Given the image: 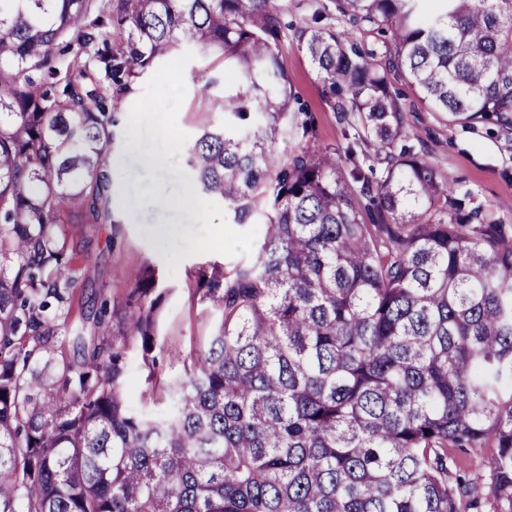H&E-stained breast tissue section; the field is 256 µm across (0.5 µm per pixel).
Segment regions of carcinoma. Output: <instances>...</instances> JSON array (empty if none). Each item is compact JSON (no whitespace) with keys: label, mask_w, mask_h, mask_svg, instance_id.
<instances>
[{"label":"carcinoma","mask_w":512,"mask_h":512,"mask_svg":"<svg viewBox=\"0 0 512 512\" xmlns=\"http://www.w3.org/2000/svg\"><path fill=\"white\" fill-rule=\"evenodd\" d=\"M0 0V512H466L448 448H497L484 498L512 512V234L404 137L425 109L512 130V0H335L384 51L318 24L298 38L343 148L306 136L274 0ZM115 24L93 43L89 27ZM95 44L88 65L49 66ZM193 45L235 80L186 150L199 192L264 226L253 258L201 273L217 314L179 357L160 419L127 402V353L156 365L155 269L131 273L118 325L94 318L60 359L79 253L61 224L112 223L110 95ZM369 143L374 154L357 150Z\"/></svg>","instance_id":"obj_1"}]
</instances>
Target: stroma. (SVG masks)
Segmentation results:
<instances>
[{
  "label": "stroma",
  "mask_w": 512,
  "mask_h": 512,
  "mask_svg": "<svg viewBox=\"0 0 512 512\" xmlns=\"http://www.w3.org/2000/svg\"><path fill=\"white\" fill-rule=\"evenodd\" d=\"M275 4L283 30L280 58L313 127L310 138L291 134L278 139L275 153L283 158L302 149L344 147L354 121L334 112L297 32L310 25L317 12L322 13L325 25L341 32L346 26L337 20L332 0H275ZM223 80L222 62L190 45L179 56L141 75L131 93L108 101L109 111L120 122L109 148L110 153L121 157L112 180L113 221L60 227L70 247L79 250L82 258L73 275L75 299L93 309L104 308L119 316L132 295L130 271L146 265L155 267L162 294L159 342L163 347L158 355L157 381L148 383V371L133 350L127 356L126 386L128 403L155 416L166 410L167 381L182 370L170 358V351L198 353L205 349L212 332L215 314L196 291L200 269L216 262L225 270H233L252 258L261 240V225L228 223L217 200L201 198L203 217L188 232L182 229L188 218L180 209L154 204L157 194L175 198L185 188L194 187L184 152L204 128L222 119L221 113L210 111L200 89L207 84L212 93H222ZM145 102L154 107L152 119L133 130L157 151L176 150L173 166L145 165L139 155L127 149L131 129L123 120ZM404 130L406 144L415 146L449 180L471 188L490 217L512 229V130L504 132L488 122L453 123L443 113L427 112L418 105L405 112ZM130 210L135 212V219H127ZM161 225L167 226V233H158Z\"/></svg>",
  "instance_id": "obj_1"
}]
</instances>
